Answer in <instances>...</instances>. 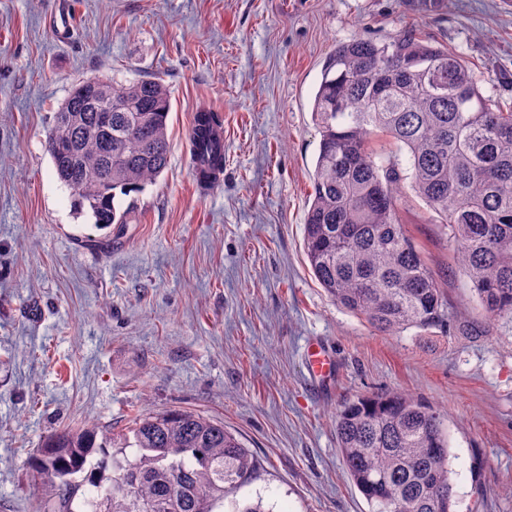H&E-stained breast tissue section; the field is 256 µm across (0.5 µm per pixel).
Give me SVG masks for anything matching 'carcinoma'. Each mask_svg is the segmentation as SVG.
<instances>
[{"label": "carcinoma", "mask_w": 512, "mask_h": 512, "mask_svg": "<svg viewBox=\"0 0 512 512\" xmlns=\"http://www.w3.org/2000/svg\"><path fill=\"white\" fill-rule=\"evenodd\" d=\"M104 89L112 136L86 107L98 85L82 80L55 112L48 152L75 205L108 228L128 223L117 199L166 169L171 102L159 78ZM312 118L320 142L304 249L336 304L390 335L443 322L444 291L398 219L407 182L462 243L458 268L485 313H512V106L484 97L458 54L404 30L337 46ZM218 128L214 112H196L190 152L205 177L224 160ZM120 440L88 428L46 437L29 463L39 512H224L258 467L224 422L187 410L137 412ZM336 441L371 512H454L440 412L397 390L358 397L338 412ZM127 447L138 449L132 460Z\"/></svg>", "instance_id": "cac0c4a2"}]
</instances>
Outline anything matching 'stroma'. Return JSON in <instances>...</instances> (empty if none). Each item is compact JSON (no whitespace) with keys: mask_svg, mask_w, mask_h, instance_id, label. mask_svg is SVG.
Returning a JSON list of instances; mask_svg holds the SVG:
<instances>
[{"mask_svg":"<svg viewBox=\"0 0 512 512\" xmlns=\"http://www.w3.org/2000/svg\"><path fill=\"white\" fill-rule=\"evenodd\" d=\"M0 0V512H36L27 463L43 438L134 412L192 410L259 460L230 492L265 512H369L335 416L400 390L444 411L455 512H512V315L487 316L459 243L404 188L399 218L446 291L448 323L388 336L336 305L303 252L326 58L412 27L462 55L512 104V0ZM162 78V174L122 197V235L74 210L46 140L76 81ZM216 112L224 183L199 193L197 108ZM334 363L308 371L309 343Z\"/></svg>","mask_w":512,"mask_h":512,"instance_id":"35a3bbf8","label":"stroma"}]
</instances>
